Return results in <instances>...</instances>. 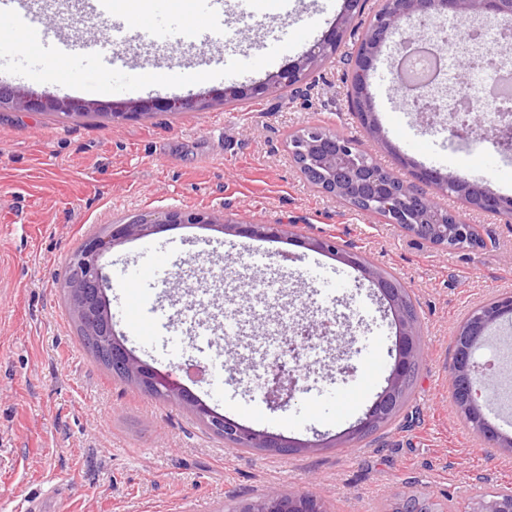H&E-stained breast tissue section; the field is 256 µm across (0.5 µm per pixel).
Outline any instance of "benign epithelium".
<instances>
[{
  "label": "benign epithelium",
  "mask_w": 512,
  "mask_h": 512,
  "mask_svg": "<svg viewBox=\"0 0 512 512\" xmlns=\"http://www.w3.org/2000/svg\"><path fill=\"white\" fill-rule=\"evenodd\" d=\"M359 0H346L345 9L331 29L305 54L288 63L268 80L248 87L236 85L224 88L222 100L226 103L236 100L264 96L271 91L290 89L300 95L307 91L308 76L338 49L346 34L352 12ZM449 15L477 16L487 23L512 15V0H383L372 26L361 38L362 50L355 60L351 73L358 76L361 97L358 111L365 116L369 133L376 139H383L377 123L374 96L366 87V77L381 56L384 47L394 43L396 48L408 40L406 26L416 21L425 27ZM472 65L481 68L497 66L508 69L503 60L488 57L483 48L469 55ZM428 100L419 109L423 122L433 124L441 109L432 105L439 99L434 90L424 91ZM197 98L192 96L173 97L166 100H148L139 103L114 102L109 106L112 119H125L149 112H172L188 110L196 106ZM4 108L23 109L32 112H61L80 114L90 110L82 101L69 98L42 96L33 92H21L17 88L0 84V110ZM289 150L302 175L317 177L316 188L337 202H359L365 198L380 199L387 192L395 191L400 204L384 213L388 224H401L412 211L414 221L422 228L430 229L444 240L464 239L470 228L451 223V214L442 211L416 183L397 182L395 178L367 161L362 144L354 139L320 128L308 129L290 142ZM468 189L477 199L482 210L494 209L499 195L488 184L467 183ZM220 224L227 231L238 236L258 238L264 234L262 224H243L226 218L214 211H185L179 208L167 209L153 218L141 216L122 224H111L101 233L87 238L79 247L77 260L65 280L67 300L72 314L81 329L91 336L110 337L112 364L137 377L143 386L156 389L168 398L189 404L197 409L202 421L224 441L236 445L246 443L252 448H268L288 455L300 448H319L318 442H300L290 438L254 430L243 426L214 411L206 404L193 398L180 383L170 380L159 371L142 364L116 336L112 325V314L107 292L112 289L110 277L103 271L102 256L117 244L148 236L163 224ZM303 245L319 253L330 254L342 263H349L347 254L339 244L327 237H307ZM361 275L376 286L383 295L398 325L394 362L386 379V386L377 395L373 405L364 417L345 430L347 437H359L375 424L377 415L387 410L397 398L414 363L423 356V345L417 327L406 309L397 298V290L386 284L383 275L376 268L360 263L356 265ZM478 310L490 313L487 319L469 323L465 335L454 340L453 360L450 367V387L456 403L477 416L482 435L494 442L506 453L512 454V438L504 436L487 418L484 409L490 404L487 397L488 382L493 371L480 362L481 351L487 348L485 336L488 329L502 321L512 322V296H499L484 303ZM296 367L280 366L265 368L264 388L269 405L278 408L290 403L300 392L295 377ZM237 512H323L322 500L313 494L290 493L271 490L258 502H244ZM393 512H441L438 504L429 498L407 497Z\"/></svg>",
  "instance_id": "obj_1"
}]
</instances>
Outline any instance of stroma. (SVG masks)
<instances>
[{"label":"stroma","instance_id":"stroma-1","mask_svg":"<svg viewBox=\"0 0 512 512\" xmlns=\"http://www.w3.org/2000/svg\"><path fill=\"white\" fill-rule=\"evenodd\" d=\"M141 15L165 13L164 0H137ZM343 0H233L222 17L186 28L168 14L161 26L172 66L207 77L130 95L114 73L116 57L139 62L154 33L115 42L91 11L45 13L43 42L80 31L100 41L89 64L58 72L52 58L0 52V84L74 97L87 78L114 82L93 103L208 96L231 84L274 75L321 39ZM343 43L314 71L303 97L280 92L235 109L221 103L185 112H155L113 121L65 119L46 112L0 111V512H233L267 491L309 492L335 512H392L412 490L464 512L476 495L512 487V457L484 442L457 410L449 368L456 328L476 307L512 295V223L425 192L462 221L476 224L494 247L448 250L340 204L315 189L289 152V137L320 127L358 140L381 166L395 154L427 168L500 187L512 173V150L471 152L407 111L386 58L370 83L387 145L370 139L349 108ZM226 211L251 224H283L274 241L215 227L179 224L129 240L101 262L113 281L143 264L144 243L162 251L165 283L146 288L172 320L145 339L123 312L121 288L109 291L115 330L143 363L163 372L176 364L223 358L229 377L186 381V388L242 425L321 448L283 455L228 447L186 405L158 399L105 371L83 346L65 302L64 274L73 253L107 224L169 208ZM334 236L410 292L424 355L411 397L396 420L358 443H337L383 389L396 327L377 288L360 272L300 244ZM203 293L194 318L185 296ZM349 312L346 327L311 357L308 392L271 408L254 390L290 323L308 324L327 310ZM365 382L358 402L336 412L343 386Z\"/></svg>","mask_w":512,"mask_h":512}]
</instances>
